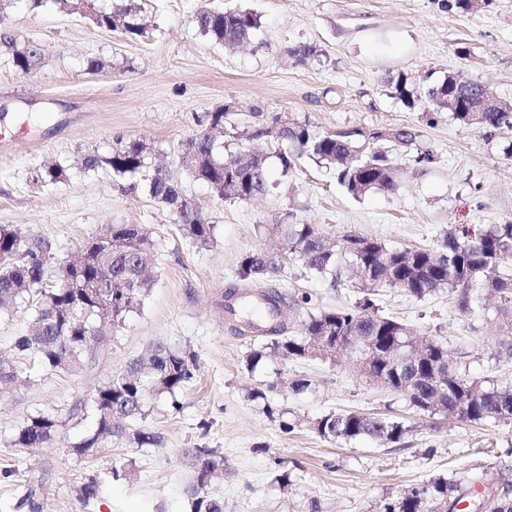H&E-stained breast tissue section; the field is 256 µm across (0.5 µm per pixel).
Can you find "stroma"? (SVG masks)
<instances>
[{"label":"stroma","mask_w":512,"mask_h":512,"mask_svg":"<svg viewBox=\"0 0 512 512\" xmlns=\"http://www.w3.org/2000/svg\"><path fill=\"white\" fill-rule=\"evenodd\" d=\"M148 28L132 41L98 28L80 10L29 0H0V225L44 240L56 260L74 258L81 244L108 224H139L154 245L155 282L140 312L126 318L110 342L79 373L44 372L0 397V512L22 506L39 480L41 512H189L188 449L216 448L224 472L209 486L224 512H383L417 483L453 474L482 490L484 480L512 481V423L473 424L429 417L398 393L367 383L349 359L288 361L274 353L248 369L266 335L235 333L221 302L238 282L246 253L275 246V224H314L328 237L356 233L397 247L439 249L451 227L512 224V129L470 128L428 100L407 106L391 92L399 75L426 84L447 74L477 80L512 101V0H489L464 11L455 0H134ZM247 10L260 27L247 46L230 51L201 36L200 8ZM38 43L43 56L31 73L4 62L6 39ZM312 53L296 60L289 46ZM100 70H90L91 62ZM224 113L221 142L229 151L268 153L269 190L248 201L215 200L208 187L180 174L187 193L216 226V242L192 246L168 210L145 192H124L108 169L85 174L87 153L110 150L115 138H136L150 162L176 164L180 145L210 113ZM307 122L316 134L358 128L411 127L416 141L394 153V193L349 195L312 161L283 172L270 139L248 138L258 122ZM430 158L419 161L421 153ZM60 165L67 180L46 183L45 167ZM279 289L307 292L311 309L290 312L296 335L309 310L353 306L351 281L331 284L297 265L275 278ZM381 313L417 333L466 352L470 377L512 383V359L488 336L485 310L463 316L453 297L423 300L397 288L379 291ZM164 344L197 356L194 380L177 397L148 398L143 426L160 432L162 447L135 448L110 440L88 459L71 448L95 427V390L125 371L149 347ZM311 387L293 392L288 383ZM268 390L272 407L299 422L284 433L278 419L251 400ZM357 411L400 419L411 431L402 447L370 440L330 442L312 428L328 413ZM40 412L59 415L54 439L15 448V429ZM135 475L114 481L113 467ZM289 473L288 485L277 481ZM103 486L88 503L76 497L90 477Z\"/></svg>","instance_id":"obj_1"}]
</instances>
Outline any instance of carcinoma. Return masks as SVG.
I'll use <instances>...</instances> for the list:
<instances>
[{"label": "carcinoma", "instance_id": "obj_1", "mask_svg": "<svg viewBox=\"0 0 512 512\" xmlns=\"http://www.w3.org/2000/svg\"><path fill=\"white\" fill-rule=\"evenodd\" d=\"M83 9L100 28L120 29L130 39L146 36L139 8L118 4L110 10L97 0H81ZM198 32L208 40L234 47L251 40L258 28L257 16L241 10L205 8L196 15ZM42 57L37 44L10 46V63L23 72L32 71ZM477 96L491 99L486 112H469L472 98L462 94L459 80L448 75L424 88L413 85L404 75L394 84L395 94L412 107L428 98L440 111L463 125L492 132L512 127V103L493 96L475 83ZM224 124V113L213 112L207 123L195 129L187 140L196 146L190 165L179 164L196 181L215 189L223 201H246L269 189L267 156L239 151L224 155L211 129ZM251 137H271L280 145L277 158L283 172L307 158L334 175L354 197L372 191L393 193L397 173L390 156L412 144L416 131L360 129L315 134L306 124L275 119V125H257ZM146 146L137 139H116L106 154H87L82 169L95 173L112 172L113 181L127 192H146L165 206L183 236L200 247L215 242V225L200 212L182 204L186 196L172 170L150 167ZM272 232L287 245V251L249 252L240 261L239 275L272 278L287 263L300 265L312 276H328L336 284L344 270H352L361 297L351 308L312 313L299 335L287 334L280 322L269 329L276 334L271 346L288 360L320 359L336 363L346 353L367 366L362 377L407 397L411 408L428 415H440L471 423H512V385H486L472 379L461 363L448 355V347L434 336H421L393 316L379 313L374 296L381 288H399L416 299L440 291L456 297L458 311L471 313V298L493 303L496 336H512V275L503 269L512 260V224L490 227L463 226L448 231L442 250L397 248L361 235L347 233L333 240L313 224H277ZM88 257L78 261L54 262L40 238L26 236L10 225H0V312L20 306L34 308L30 333L14 342V355L0 358V395L11 393L21 364L30 362L43 371L70 374L83 359L97 350L112 329L138 311L154 285L153 244L139 224H111L108 231L85 243ZM97 282L95 293L81 294L74 284ZM282 312L301 308L311 298L304 293L288 294L271 289L264 293ZM197 356L192 351L172 350L158 344L147 361H135L126 371L96 389L92 397L96 426L73 447L80 455L91 456L103 442L126 439L137 448H159L161 433L135 428L128 423L144 418L150 396H175L195 377ZM253 401H265V411L280 419L286 432L294 424L286 412L272 408L261 389L249 393ZM58 427L53 413L28 418L12 436L15 448H37L48 444ZM315 432L330 441L351 443L370 439L381 445H401L411 427L401 420L355 411L327 414L313 423ZM192 469L187 489L190 512H224V503L208 494L212 475L224 469V456L215 448L196 447L186 452ZM101 489L92 477L78 489L84 502L95 499ZM466 496L464 482L454 476L436 477L418 483L400 499L384 505L383 512H441L448 503H460ZM475 512H512V483L504 482L499 495L480 499Z\"/></svg>", "mask_w": 512, "mask_h": 512}]
</instances>
